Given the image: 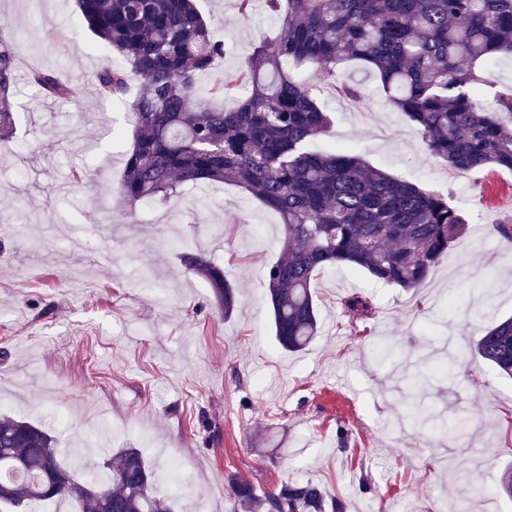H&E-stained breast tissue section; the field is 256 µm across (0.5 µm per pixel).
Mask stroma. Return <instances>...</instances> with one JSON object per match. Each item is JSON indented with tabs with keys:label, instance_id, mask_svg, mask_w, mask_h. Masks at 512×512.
Instances as JSON below:
<instances>
[{
	"label": "stroma",
	"instance_id": "1",
	"mask_svg": "<svg viewBox=\"0 0 512 512\" xmlns=\"http://www.w3.org/2000/svg\"><path fill=\"white\" fill-rule=\"evenodd\" d=\"M198 8L237 70L278 19L235 0ZM0 33L19 45L13 130L0 137V412L54 436L63 464L92 479L112 449L137 448L176 512H233L230 475L265 493L312 479L349 512H512V379L469 346L512 315V250L492 224L512 220V172L459 171L426 149L359 62L338 81L362 86L356 109L335 83L317 87L326 143L447 195L467 219L424 284L405 290L362 271L312 281L319 336L289 353L274 340L266 272L281 256L278 215L242 189L194 186L143 202L117 194L134 127L123 102L92 82L108 58L74 0H0ZM60 71L79 103L42 96L27 76ZM89 176L74 183L72 174ZM189 240L224 271L238 308L224 317L206 279L185 270ZM360 293L370 316L346 313ZM427 373L418 387L404 367ZM432 416L413 424L411 403Z\"/></svg>",
	"mask_w": 512,
	"mask_h": 512
}]
</instances>
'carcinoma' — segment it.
<instances>
[{
    "label": "carcinoma",
    "instance_id": "obj_1",
    "mask_svg": "<svg viewBox=\"0 0 512 512\" xmlns=\"http://www.w3.org/2000/svg\"><path fill=\"white\" fill-rule=\"evenodd\" d=\"M98 47L120 57L93 75L98 95L126 100L134 143L118 194L133 216L142 201H167L185 184L234 185L281 218L283 257L269 266L266 296L275 339L304 350L317 336L316 273L360 268L379 282L421 286L459 240L467 220L447 196L420 189L341 147L317 149L331 117L318 103L313 78L335 80L336 68L362 62L388 101L420 130L427 150L458 170L494 166L512 171V94L483 102L482 70L512 58V0H265L279 37L259 41L234 73L215 70L224 42L215 38L196 0H76ZM16 47L0 39V133L12 125ZM213 75L211 95L234 97L233 109L210 105L198 76ZM30 82L46 96L78 102L82 88L53 71ZM181 262L209 281L224 316L236 292L224 271L188 244ZM347 312L369 314L360 294ZM474 353L512 376V317L487 328ZM109 479L81 478L60 459L42 428L0 414V506L22 508L69 498L80 512H175L154 487L137 448L106 460ZM234 512H347L346 502L319 484L288 480L260 496L231 479Z\"/></svg>",
    "mask_w": 512,
    "mask_h": 512
}]
</instances>
